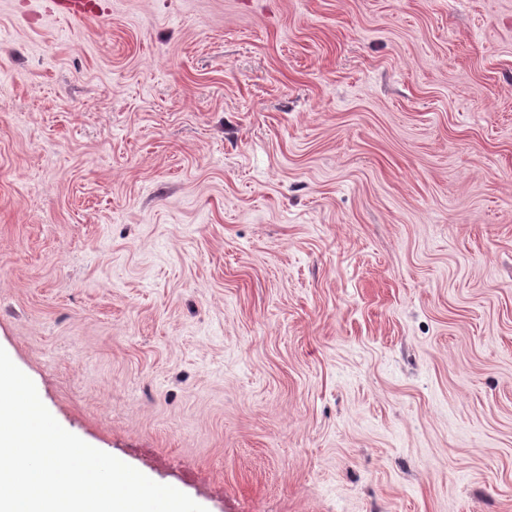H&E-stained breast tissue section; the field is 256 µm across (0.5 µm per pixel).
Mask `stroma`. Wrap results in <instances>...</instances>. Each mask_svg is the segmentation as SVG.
<instances>
[{
  "mask_svg": "<svg viewBox=\"0 0 512 512\" xmlns=\"http://www.w3.org/2000/svg\"><path fill=\"white\" fill-rule=\"evenodd\" d=\"M0 0V347L207 512H512V0Z\"/></svg>",
  "mask_w": 512,
  "mask_h": 512,
  "instance_id": "obj_1",
  "label": "stroma"
}]
</instances>
